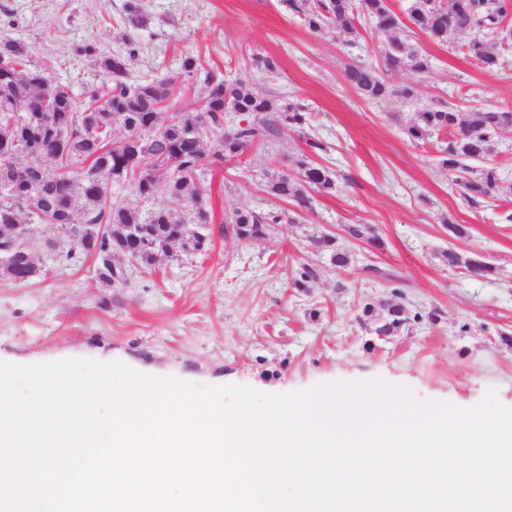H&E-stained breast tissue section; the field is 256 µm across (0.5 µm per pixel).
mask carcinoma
Returning <instances> with one entry per match:
<instances>
[{
    "instance_id": "1",
    "label": "carcinoma",
    "mask_w": 512,
    "mask_h": 512,
    "mask_svg": "<svg viewBox=\"0 0 512 512\" xmlns=\"http://www.w3.org/2000/svg\"><path fill=\"white\" fill-rule=\"evenodd\" d=\"M288 10L304 16L308 27L319 30L334 26L347 34L358 33L359 20L369 21L382 33L402 27L416 28L430 40L446 44L455 35L467 32L465 44L469 56L487 70L502 65L500 47L512 44V29L499 28L503 18L512 15V0H410L407 19H401L389 0H361V14H355L353 0H284ZM135 49L103 56L98 61L104 80L83 103L77 101L69 86L50 84L42 69L30 61L26 46L0 29V227L22 223L21 216L45 214L43 224H72L75 214L66 210L72 199L82 203L85 224H105L109 233L101 238L96 252L98 280L123 288L128 284L126 266L114 261L122 254L133 265L143 268L154 264L157 256L171 243L187 241L193 251L210 241V216L198 186L204 172V140L224 126V112L231 109L256 117L269 114L266 129L283 126L295 129L304 125L299 106L276 104L275 100L254 93L244 82L226 84L208 72L205 109L193 112L180 109L165 122L161 114L168 108L169 80L137 83L132 80L131 65ZM431 67L428 56L394 39L384 59L385 71L407 69L418 77ZM347 84L364 100L380 101L392 94L406 98L414 95L411 87L393 89L381 71L351 64L344 70ZM95 112H105L118 121L128 136L114 143L104 134L92 138L87 122ZM512 127V112L496 108H475L459 118L451 106L425 107L415 113L406 134L412 141H425L435 134H448L438 146L439 162L451 172L460 173L458 184L463 198L479 205L497 201L504 193L496 167L490 163L494 139ZM259 129L251 122L224 133L212 152L213 161L239 157L254 143ZM69 142V151L61 156L56 140ZM43 159L55 169L21 178V174ZM129 184L141 200L154 199L158 188L166 193L163 204L146 217L138 207L111 200L110 186ZM335 189L327 168L307 161L298 162L295 176L281 175L269 184V193L290 203L295 209H312L309 191ZM279 216L235 209L222 227L224 234L249 242L266 239L267 227L279 223ZM345 233L355 240H368L364 224H348ZM312 243L329 253L330 262L339 269L350 263V255L336 245V238L321 235ZM443 261L453 269L463 268L479 275H490L493 268L477 258H462L450 249ZM423 318L402 303L377 312L370 303L362 307L360 321L377 336H398L411 322Z\"/></svg>"
}]
</instances>
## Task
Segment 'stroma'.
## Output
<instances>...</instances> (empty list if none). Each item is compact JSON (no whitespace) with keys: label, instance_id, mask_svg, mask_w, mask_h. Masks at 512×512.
Here are the masks:
<instances>
[{"label":"stroma","instance_id":"stroma-1","mask_svg":"<svg viewBox=\"0 0 512 512\" xmlns=\"http://www.w3.org/2000/svg\"><path fill=\"white\" fill-rule=\"evenodd\" d=\"M141 2L146 22L135 26L127 0H0V27L30 48L50 83L68 85L81 101L103 77L84 46L109 55L133 42L140 47L133 75L171 77L172 110L204 108L207 86L180 76L191 55L227 82L304 106L306 122L261 133L239 158L208 166L200 179L212 229L204 251L159 256L125 288L103 286L90 258L51 265L22 285L0 276V361H120L201 388L266 393L380 378L462 408L492 389L512 407V195L469 205L456 173L440 166L436 139L406 134L416 109L442 100L462 115L512 110V52L487 71L467 55L468 34L445 45L421 32L407 36L429 56V73L387 72L394 88L414 86V98L368 102L344 69L382 67L391 35L371 27L357 37L332 26L313 31L281 0ZM315 141L322 150L312 149ZM301 159L329 167L336 187L315 193L313 210L298 213L268 184L294 174ZM235 208L283 219L254 245L223 233ZM348 224L370 226L380 247L346 238ZM452 224L467 226V236L452 237ZM322 234L350 251L345 270L312 246ZM451 248L492 274L448 268L441 254ZM306 263L318 276L295 288L292 277ZM399 300L438 318L385 341L358 319L364 303Z\"/></svg>","mask_w":512,"mask_h":512}]
</instances>
